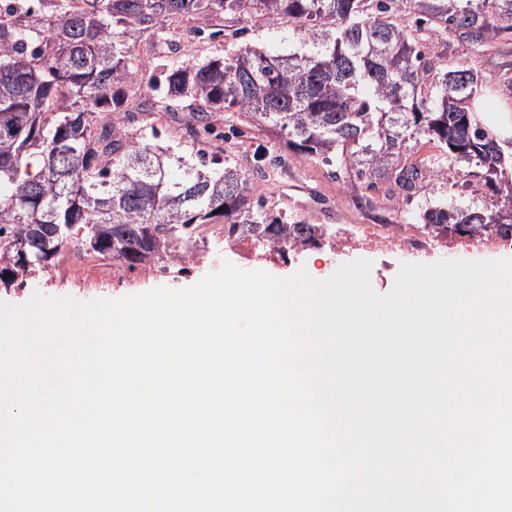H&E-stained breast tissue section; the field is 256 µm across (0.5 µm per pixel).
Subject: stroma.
<instances>
[{"label": "stroma", "instance_id": "stroma-1", "mask_svg": "<svg viewBox=\"0 0 512 512\" xmlns=\"http://www.w3.org/2000/svg\"><path fill=\"white\" fill-rule=\"evenodd\" d=\"M199 25V20L193 18L178 20L175 39L169 45L153 28L138 33L136 39L130 41L133 61L140 69L137 82L126 88L131 113L123 119L122 128L130 140L149 137L155 129L159 132L157 143L160 146L186 153L201 149L217 160H228L246 174L251 199H263L270 214H282L307 224H328L337 230L355 224L383 236L388 225L403 224L415 234L421 228L418 215L428 204L441 201L489 207L497 203V196L485 186L482 177L466 174L460 167H451L442 175L424 179L411 196H395L389 190V182H378L371 189L357 180L344 164L327 165L317 159L295 156L274 127L257 122L252 115L243 112L214 114L208 131L203 132L193 120L187 101L175 100L169 111H155L153 104L160 97L155 80L164 65L198 64L246 44L280 54L293 44L292 32L284 21L261 27L250 18L228 16L223 20V34L214 39L198 34ZM438 51L439 69L451 70L463 64L478 73L482 87L512 91V41L492 51L466 54L453 34L444 33L438 38ZM217 248V242L211 238L200 243L199 259L173 281V288L194 285L226 261L246 271L262 270L279 278L290 277L303 268L310 275L325 279L341 264L367 259L372 263L371 286L376 293L384 295L391 291L404 263L512 258V247L488 248L461 235L436 238L434 248L422 253L382 246L333 252L325 245H308L268 261L230 251L218 260L214 257ZM59 266V259H52L38 280L21 289L0 290V300L22 304L37 291L51 297L69 296L86 302L141 293L161 284L160 279L126 270L83 282L59 275Z\"/></svg>", "mask_w": 512, "mask_h": 512}]
</instances>
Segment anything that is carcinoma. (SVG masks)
<instances>
[{"instance_id": "cac0c4a2", "label": "carcinoma", "mask_w": 512, "mask_h": 512, "mask_svg": "<svg viewBox=\"0 0 512 512\" xmlns=\"http://www.w3.org/2000/svg\"><path fill=\"white\" fill-rule=\"evenodd\" d=\"M7 0L0 5V284L35 278L74 244L129 270L173 259L203 224L298 247L319 245L310 224L248 199V180L224 167L130 141L115 122L136 75L129 41L170 19L257 14L293 25L299 48L272 56L254 45L201 64L166 68L164 99H188L196 121L249 112L288 138L299 157L339 159L368 186L410 192L465 163L482 170L502 207L427 206L440 234L512 242V178L492 137L473 124L479 77L436 71L433 38L464 52L512 40V0ZM435 149L402 163L404 142ZM24 244L29 260L16 259Z\"/></svg>"}]
</instances>
